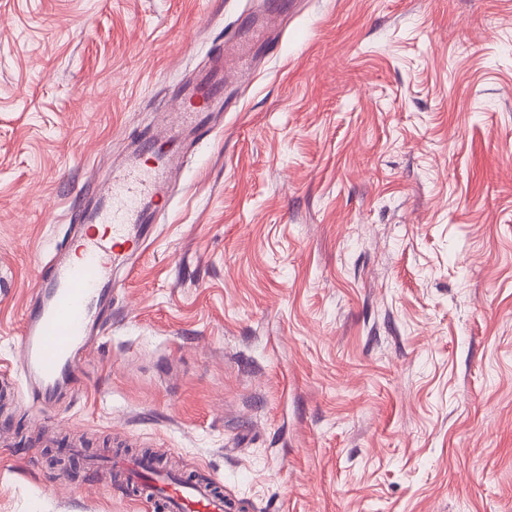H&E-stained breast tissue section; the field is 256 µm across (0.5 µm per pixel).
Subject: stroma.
I'll return each instance as SVG.
<instances>
[{"label":"stroma","instance_id":"35a3bbf8","mask_svg":"<svg viewBox=\"0 0 512 512\" xmlns=\"http://www.w3.org/2000/svg\"><path fill=\"white\" fill-rule=\"evenodd\" d=\"M72 400L0 403V512H512V0H292ZM253 0H0V360L42 257ZM107 472L121 474L130 483L149 482L154 496L150 507L160 512H225L224 493H217L216 480L207 483L187 482L181 477L160 472L149 456L115 454L108 463Z\"/></svg>","mask_w":512,"mask_h":512}]
</instances>
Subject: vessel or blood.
I'll list each match as a JSON object with an SVG mask.
<instances>
[{"label":"vessel or blood","mask_w":512,"mask_h":512,"mask_svg":"<svg viewBox=\"0 0 512 512\" xmlns=\"http://www.w3.org/2000/svg\"><path fill=\"white\" fill-rule=\"evenodd\" d=\"M241 35L224 42L209 67L189 88V101L174 125H164L133 142L127 163L116 169L96 205L74 220L80 234L43 266L19 332V360L0 364V377L19 371L33 400L47 403L82 374V356L99 339L106 308L117 292L113 273L133 272L132 258L150 238V224L169 204L168 178L184 159L186 129L210 128V110L224 97V60L249 69ZM108 472L131 483L149 482L153 512H226L223 494L212 485L161 472L148 456L113 455Z\"/></svg>","instance_id":"obj_1"}]
</instances>
